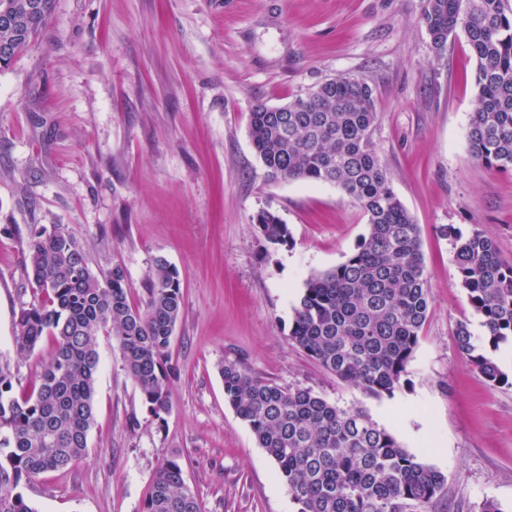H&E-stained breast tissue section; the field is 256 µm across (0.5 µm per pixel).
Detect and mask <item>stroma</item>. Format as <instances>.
Instances as JSON below:
<instances>
[{
	"instance_id": "obj_1",
	"label": "stroma",
	"mask_w": 512,
	"mask_h": 512,
	"mask_svg": "<svg viewBox=\"0 0 512 512\" xmlns=\"http://www.w3.org/2000/svg\"><path fill=\"white\" fill-rule=\"evenodd\" d=\"M420 10L421 0H55L40 37L0 69V364L26 385L52 354L49 339L23 359L13 347L34 226L65 225L94 271L121 265L138 304L165 258L184 297L165 424L142 405L115 339L101 337L89 452L21 485L34 512H138L170 452L204 512H297L224 399L227 360L365 409L444 474L427 512L512 506V384L486 381L454 336L468 322L477 352L512 377V345L490 347L454 261L456 237L479 230L512 262V169L470 153L476 58L461 32L436 51ZM338 76L374 90L372 143L419 226L430 287L401 386L378 397L288 338L305 281L354 252L364 212L334 185L270 179L249 134L255 104L284 105ZM262 209L288 225L291 245L257 233Z\"/></svg>"
}]
</instances>
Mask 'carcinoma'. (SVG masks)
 Here are the masks:
<instances>
[{"label":"carcinoma","mask_w":512,"mask_h":512,"mask_svg":"<svg viewBox=\"0 0 512 512\" xmlns=\"http://www.w3.org/2000/svg\"><path fill=\"white\" fill-rule=\"evenodd\" d=\"M54 0H0V68L24 54ZM420 22L434 47L462 31L477 60L478 107L467 143L488 167L512 168V8L506 0H422ZM378 118L373 88L358 77L332 78L287 105L257 104L250 137L272 179L332 184L360 205L368 233L334 269L305 283L288 339L340 380L379 396L400 386L427 318L429 288L418 224L395 194L371 144ZM272 246H288V225L262 209L253 218ZM26 272L33 300L20 308L13 342L31 353L46 336L53 355L31 389L0 365V512H33L19 491L39 475L86 456L94 424L99 338L115 337L123 367L150 416L165 421L168 354L180 319L178 272L155 260L147 301L131 299L122 266H89L62 224L34 230ZM462 286L493 348L512 342V263L476 231L455 237ZM456 342L493 384L508 382L496 360L476 352L468 323ZM224 398L275 462L297 512H426L445 476L403 448L362 408L331 404L311 390L284 387L236 361H224ZM141 512H203L178 456L163 459Z\"/></svg>","instance_id":"carcinoma-1"}]
</instances>
